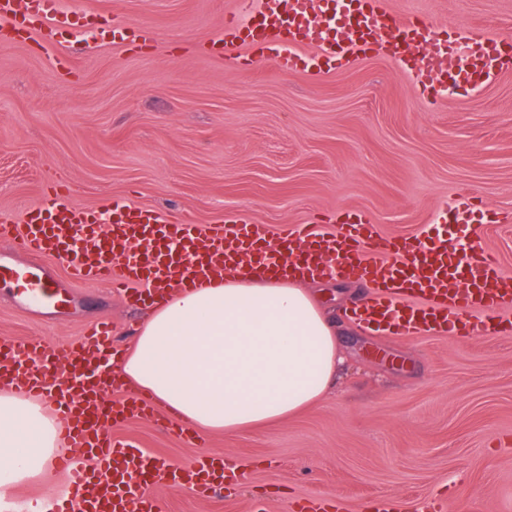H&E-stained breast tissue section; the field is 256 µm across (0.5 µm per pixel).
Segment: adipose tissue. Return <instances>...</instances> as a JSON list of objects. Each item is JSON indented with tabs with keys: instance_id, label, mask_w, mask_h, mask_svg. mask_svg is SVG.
<instances>
[{
	"instance_id": "1",
	"label": "adipose tissue",
	"mask_w": 512,
	"mask_h": 512,
	"mask_svg": "<svg viewBox=\"0 0 512 512\" xmlns=\"http://www.w3.org/2000/svg\"><path fill=\"white\" fill-rule=\"evenodd\" d=\"M343 364L304 283L229 274L159 301L117 369L195 428L220 434L312 405ZM60 444L40 403L0 391V492L40 478Z\"/></svg>"
}]
</instances>
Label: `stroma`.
Wrapping results in <instances>:
<instances>
[{
  "label": "stroma",
  "instance_id": "stroma-1",
  "mask_svg": "<svg viewBox=\"0 0 512 512\" xmlns=\"http://www.w3.org/2000/svg\"><path fill=\"white\" fill-rule=\"evenodd\" d=\"M91 17L54 54L0 39V213L20 215L65 181L102 209L129 198L198 224L237 213L271 236L354 212L384 237L444 224L468 194L491 211L475 239L512 276V68L477 87L423 93L387 57L328 73L228 66L211 39L241 0H63ZM442 27L512 35V0H387ZM153 27L150 47L101 37L113 9ZM69 305L22 302L0 283V337L65 343L99 319L128 347L148 315L104 285L56 272ZM310 288L336 325L345 365L313 406L284 421L192 445L160 418L118 437L174 463L200 452L246 466L207 500L161 492L163 512H294L319 498L365 512L371 496L437 499L443 512H512V333L387 336L345 317L369 293L336 279Z\"/></svg>",
  "mask_w": 512,
  "mask_h": 512
}]
</instances>
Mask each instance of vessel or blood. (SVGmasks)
Instances as JSON below:
<instances>
[{
	"label": "vessel or blood",
	"mask_w": 512,
	"mask_h": 512,
	"mask_svg": "<svg viewBox=\"0 0 512 512\" xmlns=\"http://www.w3.org/2000/svg\"><path fill=\"white\" fill-rule=\"evenodd\" d=\"M248 16L224 21L220 44L228 62L261 59L284 73L330 70L356 55L380 53L407 67L422 87L447 79L468 85L492 78L512 55V40L471 30L450 38L416 15H398L382 0H348L355 23L337 21L336 0H255ZM81 16L60 0H0V29L17 39L59 44ZM112 35L148 40L147 27L114 14ZM312 47L305 57L304 47ZM476 217L471 197L448 212L452 224ZM26 257L25 266L0 260V281L33 304L53 308L62 298L41 266L52 257L73 283L106 284L131 304L197 286L219 272L243 269L265 275L315 278L331 272L368 285L371 294L351 308L352 318L401 336L423 333L495 335L504 330L503 305L512 303V277L493 256L465 249L439 235L378 238L374 224L346 214L335 232L307 224L270 238L263 225L240 218L212 224L171 219L147 206L116 199L106 209L82 207L59 183L29 206L21 220L0 216V240ZM112 325L100 321L77 341L52 345L41 338H0V385L40 401L58 422L66 455L55 461L65 482L36 512H162L157 487L188 488L209 498L224 481L220 456L201 454L176 464L133 447L115 425L154 415L150 398L120 388L95 369L98 353L112 352Z\"/></svg>",
	"instance_id": "obj_1"
}]
</instances>
